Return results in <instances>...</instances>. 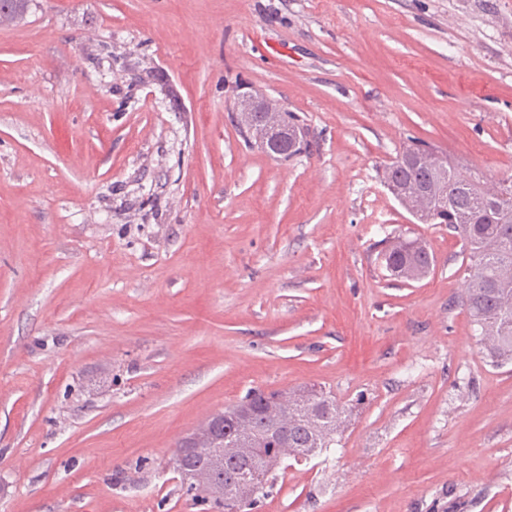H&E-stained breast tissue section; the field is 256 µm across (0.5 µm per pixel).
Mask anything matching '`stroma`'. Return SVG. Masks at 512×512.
<instances>
[{
  "instance_id": "stroma-1",
  "label": "stroma",
  "mask_w": 512,
  "mask_h": 512,
  "mask_svg": "<svg viewBox=\"0 0 512 512\" xmlns=\"http://www.w3.org/2000/svg\"><path fill=\"white\" fill-rule=\"evenodd\" d=\"M244 93L307 150L246 137ZM420 143L512 178V0H31L0 26V512H212L178 441L317 388L345 428L252 512H512V363L459 235L383 182ZM397 235L425 279H390ZM385 269L405 282L425 278L434 266V256L419 238L398 237L382 253Z\"/></svg>"
}]
</instances>
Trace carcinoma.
Masks as SVG:
<instances>
[{"mask_svg":"<svg viewBox=\"0 0 512 512\" xmlns=\"http://www.w3.org/2000/svg\"><path fill=\"white\" fill-rule=\"evenodd\" d=\"M30 0H0V26L23 19ZM251 136L269 130L290 139L291 155L302 152L304 139L292 140L304 128L286 112L276 127L267 126V113H239ZM386 182L415 191L433 179L416 164L394 160L386 169ZM433 224H446L460 234L468 272L463 296L473 325L488 344L494 363L512 361V196L495 204L482 199L477 182L461 180L448 166V205L435 209ZM385 269L405 282L425 278L434 256L419 238H397L382 253ZM346 421L345 411L329 393L304 391L298 395L279 391H253L247 399L224 409V425L205 422L186 443L203 449L205 458H222L215 467L197 458L188 462L194 475L185 481L195 499L207 501L219 512H249L273 485L272 472L300 448H327ZM244 448H265L263 455L239 458Z\"/></svg>","mask_w":512,"mask_h":512,"instance_id":"carcinoma-1","label":"carcinoma"}]
</instances>
